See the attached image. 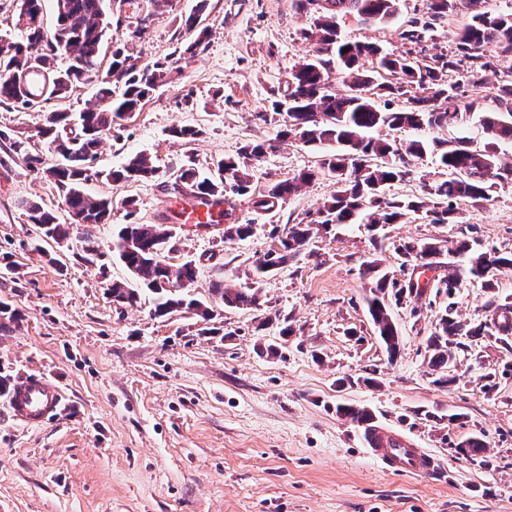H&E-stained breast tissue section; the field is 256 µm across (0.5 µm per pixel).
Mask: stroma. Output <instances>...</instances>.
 Returning a JSON list of instances; mask_svg holds the SVG:
<instances>
[{
	"label": "stroma",
	"mask_w": 512,
	"mask_h": 512,
	"mask_svg": "<svg viewBox=\"0 0 512 512\" xmlns=\"http://www.w3.org/2000/svg\"><path fill=\"white\" fill-rule=\"evenodd\" d=\"M195 3L169 0L139 39H129L126 27L112 30L104 54L121 39L141 63L166 56L189 40L183 21ZM426 11V0H400L388 23L346 16L338 29L345 40L399 54L409 48L400 32ZM311 23L300 0H210L202 17L211 33L207 49L112 131L93 163L84 189L113 204L111 223L93 228L105 254L101 266L26 223L24 201L61 206L55 185L28 170L7 142L21 133L30 136L31 151L46 153L32 137L43 115L0 104V302L21 316L0 331V374L16 382L44 374L61 391L56 413L34 426L0 395V512H512V349L477 339L452 364L455 383L436 384L425 360L436 307L416 317L407 305L393 307L402 347L388 359L364 301L369 283L359 274L373 258L397 271L393 246L404 241L466 239L512 252V185L495 187L487 201H457L451 224L416 215L385 225L379 250L361 224L320 232L312 256L257 284L252 264L274 246V228L315 212L335 185L317 178L263 216L240 196L235 211L254 220L251 237L228 241L222 228L179 224L167 254L173 265L195 261L192 291L212 303L210 320L183 310L156 316L155 297L145 290L131 306L108 292L112 281L130 277L112 252L125 200H135L141 224L164 223L174 200L159 180L103 179L129 155L146 153L163 171L189 159L207 174L245 143L272 139L276 149L252 165L257 191L317 168L326 147L278 140V122L260 117L283 92L289 67L313 54L314 42L303 37ZM486 54L495 69L483 72L482 96L466 120L406 129L398 139L463 138L484 148L482 119L499 108L495 73L512 67V56L496 46ZM176 123L203 134L176 141L169 135ZM219 281L256 286L258 305L213 304L211 286ZM508 297L512 269L497 273L492 290L462 282L458 318L486 322L489 303ZM286 325L294 333L285 338ZM267 345L278 354H264ZM340 404L368 408L375 424L432 452L441 477L383 469L362 428L337 414ZM474 436L487 445L485 462L455 451Z\"/></svg>",
	"instance_id": "35a3bbf8"
}]
</instances>
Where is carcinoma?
<instances>
[{
  "instance_id": "cac0c4a2",
  "label": "carcinoma",
  "mask_w": 512,
  "mask_h": 512,
  "mask_svg": "<svg viewBox=\"0 0 512 512\" xmlns=\"http://www.w3.org/2000/svg\"><path fill=\"white\" fill-rule=\"evenodd\" d=\"M44 0H19L16 28L22 38L0 36V104L18 112H41L43 123L36 129L54 156L51 164L43 156L31 154L28 143H10L29 170L42 174L52 182L62 199L70 223L60 221L57 212L37 202L27 201L23 208L28 223L37 225L45 237L63 241L71 237L80 243L82 259L95 263L104 257L90 227L112 223V198L93 197L84 190L92 176V162L98 155L104 136L121 126L129 113L140 110L155 91L173 83L181 75L178 62L187 55L197 56L206 48L208 30L196 25L206 11L207 0H197L194 14L184 20L193 38L176 57H165L139 65L126 53V45L113 41L112 59L104 64L103 44L112 26V7L107 0H56L57 24L49 32L43 22ZM398 0H323L322 9L313 10L310 29L304 38L317 44L315 56L294 64L288 70L286 90L272 101L273 113L282 116V138H293L309 146H335L317 169L301 171L271 183L264 190L252 192L253 174L249 162L261 160L275 145L269 141L248 142L234 156L216 163L217 176H205L193 167L180 168L168 183L174 193L184 199L206 205L224 203V238L244 240L255 229L250 221L241 222L235 214L233 200L252 195V208L257 213H273L287 198L320 175L333 179L336 192L308 220L287 224L278 243L253 263V282L259 283L275 270L306 253L320 229L361 221L370 231L380 224L401 223L410 214H422L431 224H451L456 214L453 202L458 199L487 200L495 186L512 184V165L502 163L494 145L512 140V70L496 86L501 112H488L483 129L489 143L474 149L464 140L450 145L414 139L405 143L390 140L380 131L429 129L448 124V120L469 114L473 103L464 101L466 91L460 84H450L442 72L452 65L433 56L429 62L412 52L385 53L370 43L344 42L337 33V19L354 15L364 23L384 24L397 13ZM453 6L452 0H429L428 19L415 20L399 37L412 44L422 42L433 31V21L443 17ZM458 52L465 61L469 84L475 85L481 73L491 68L484 54L494 45L512 55V13L488 11L473 14L471 22L458 37ZM368 57L375 59L371 70L362 67ZM338 72L346 86L336 94L330 85L332 72ZM97 84L96 101L79 113L77 120L64 109L46 110L52 100L64 101L82 84ZM384 103H378L379 99ZM402 105L392 107V99ZM202 130L188 125H175L170 136L191 142ZM430 153L443 178L426 180L418 195L386 198L385 185L408 181L414 170L412 161ZM159 175L158 166L143 153L130 156L119 168L105 174L114 183L143 181ZM83 230L73 234V225ZM174 238L167 224L122 225L113 241V252L129 272L156 295L155 313L165 316L185 308L208 320L211 306L193 297L181 283L195 282L197 267L186 261L178 266L168 264L160 252ZM400 261V275L381 267L377 258L362 263L360 274L371 283L365 298L368 313L378 339L390 359L400 351L401 336L391 316V305L406 301L412 304L411 315L421 310L426 295L444 296L434 331L426 339L428 363L433 370L446 369L456 360V353L470 345L460 338L495 336L504 345L512 337V302L497 304L488 322L466 329L457 319L454 297L462 277H467L489 290L494 287L496 272L512 268V253L495 249H476L468 240H450L448 244L432 241L404 242L394 246ZM463 256L467 265L460 274L442 272L447 259ZM117 303H133L136 289L124 281L109 287ZM212 296L227 307L256 304L251 289L227 288L214 284ZM336 413L361 427L368 428L373 415L368 409L352 405H336ZM486 444L471 437L456 447V453L476 460L485 453Z\"/></svg>"
}]
</instances>
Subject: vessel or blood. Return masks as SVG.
<instances>
[{"label": "vessel or blood", "mask_w": 512, "mask_h": 512, "mask_svg": "<svg viewBox=\"0 0 512 512\" xmlns=\"http://www.w3.org/2000/svg\"><path fill=\"white\" fill-rule=\"evenodd\" d=\"M59 388L47 377L31 376L20 383L10 395L11 406L21 420L38 424L46 420L59 403ZM365 441L373 455L386 467L400 472L435 477L439 461L422 449L410 447L404 437L394 431L375 426L365 434Z\"/></svg>", "instance_id": "obj_1"}]
</instances>
